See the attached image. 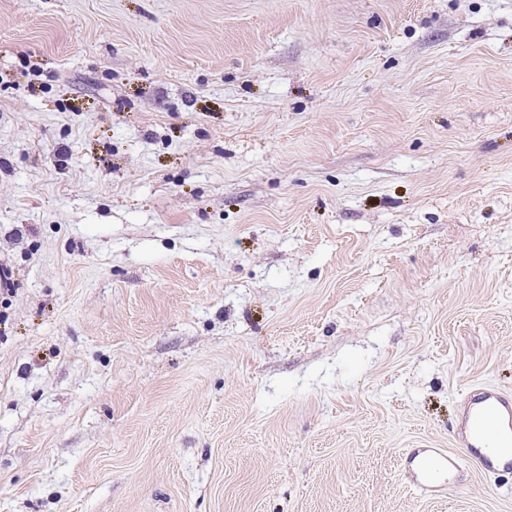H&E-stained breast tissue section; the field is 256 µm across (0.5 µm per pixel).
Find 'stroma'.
<instances>
[{"mask_svg": "<svg viewBox=\"0 0 512 512\" xmlns=\"http://www.w3.org/2000/svg\"><path fill=\"white\" fill-rule=\"evenodd\" d=\"M0 512H512V0H0ZM463 456L442 448H411L404 459L409 486L425 497L445 494L466 464L487 476L512 472V393L488 383L474 385L458 402L452 429Z\"/></svg>", "mask_w": 512, "mask_h": 512, "instance_id": "obj_1", "label": "stroma"}]
</instances>
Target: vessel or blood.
<instances>
[{
	"instance_id": "vessel-or-blood-1",
	"label": "vessel or blood",
	"mask_w": 512,
	"mask_h": 512,
	"mask_svg": "<svg viewBox=\"0 0 512 512\" xmlns=\"http://www.w3.org/2000/svg\"><path fill=\"white\" fill-rule=\"evenodd\" d=\"M452 432L463 455L413 448L405 456L408 483L421 495L445 494L469 466L487 476L512 472V393L488 383L474 385L458 402Z\"/></svg>"
}]
</instances>
